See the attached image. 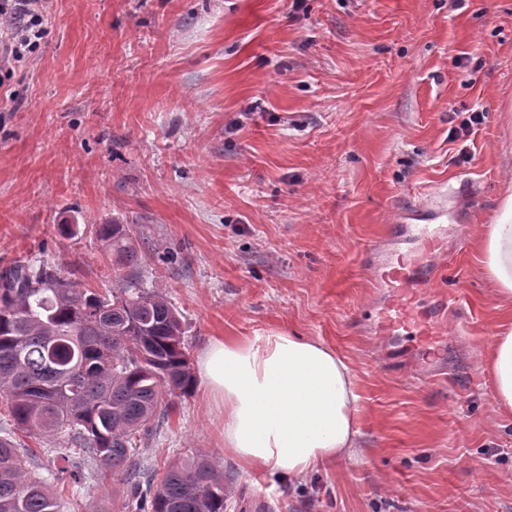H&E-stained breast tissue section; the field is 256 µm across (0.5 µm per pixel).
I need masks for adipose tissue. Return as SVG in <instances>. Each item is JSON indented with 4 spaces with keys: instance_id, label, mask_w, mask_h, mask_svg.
<instances>
[{
    "instance_id": "adipose-tissue-1",
    "label": "adipose tissue",
    "mask_w": 512,
    "mask_h": 512,
    "mask_svg": "<svg viewBox=\"0 0 512 512\" xmlns=\"http://www.w3.org/2000/svg\"><path fill=\"white\" fill-rule=\"evenodd\" d=\"M480 264L496 302L512 301V193L484 225ZM498 406L512 412V322L488 352ZM204 390L224 406V449L248 470L301 480L355 455L357 400L350 367L319 339L278 329L249 340L216 339L200 355Z\"/></svg>"
}]
</instances>
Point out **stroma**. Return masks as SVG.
Segmentation results:
<instances>
[{
    "label": "stroma",
    "instance_id": "1",
    "mask_svg": "<svg viewBox=\"0 0 512 512\" xmlns=\"http://www.w3.org/2000/svg\"><path fill=\"white\" fill-rule=\"evenodd\" d=\"M50 0L39 47L0 76V271L45 262L119 287L98 224H129L144 287L182 316L190 363L214 338L276 328L349 363L357 454L289 482L224 450V407L174 398L141 447L224 470V512H512V415L485 365L512 305L480 270L512 166V0ZM480 124L469 125L472 112ZM474 187L448 212L428 307L456 299L447 370L410 374L411 337L367 323L368 265L409 249L395 213ZM94 472L60 512H125Z\"/></svg>",
    "mask_w": 512,
    "mask_h": 512
}]
</instances>
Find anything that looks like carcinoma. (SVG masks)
I'll use <instances>...</instances> for the list:
<instances>
[{"label":"carcinoma","instance_id":"1","mask_svg":"<svg viewBox=\"0 0 512 512\" xmlns=\"http://www.w3.org/2000/svg\"><path fill=\"white\" fill-rule=\"evenodd\" d=\"M112 266L140 257L125 224H101ZM180 313L157 288L128 281L100 294L45 263L0 273V512H58L66 480L82 466L119 473L126 512H224V474L206 459L185 458L158 472L140 459L155 417L194 385ZM56 436L78 459L27 472L33 453L16 433Z\"/></svg>","mask_w":512,"mask_h":512}]
</instances>
